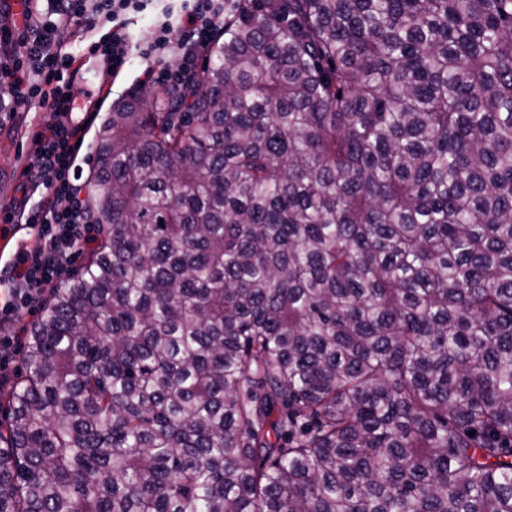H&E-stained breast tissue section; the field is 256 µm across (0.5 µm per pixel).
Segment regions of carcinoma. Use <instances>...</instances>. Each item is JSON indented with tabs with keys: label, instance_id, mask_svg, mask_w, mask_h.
Here are the masks:
<instances>
[{
	"label": "carcinoma",
	"instance_id": "cac0c4a2",
	"mask_svg": "<svg viewBox=\"0 0 512 512\" xmlns=\"http://www.w3.org/2000/svg\"><path fill=\"white\" fill-rule=\"evenodd\" d=\"M97 155L0 512H512V0H224Z\"/></svg>",
	"mask_w": 512,
	"mask_h": 512
}]
</instances>
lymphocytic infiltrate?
<instances>
[{"mask_svg": "<svg viewBox=\"0 0 512 512\" xmlns=\"http://www.w3.org/2000/svg\"><path fill=\"white\" fill-rule=\"evenodd\" d=\"M145 13L154 23L144 40L133 22ZM223 20L224 0H29L20 24H0V48L11 49L0 59V112L39 107L54 116L32 138L34 161L21 170L19 196L0 203V222L14 233L0 277V325L33 311L97 241L76 164L86 120L75 110L78 57L67 28L84 24L108 63L104 79H116L136 56L152 84L175 88L194 73Z\"/></svg>", "mask_w": 512, "mask_h": 512, "instance_id": "lymphocytic-infiltrate-1", "label": "lymphocytic infiltrate"}]
</instances>
